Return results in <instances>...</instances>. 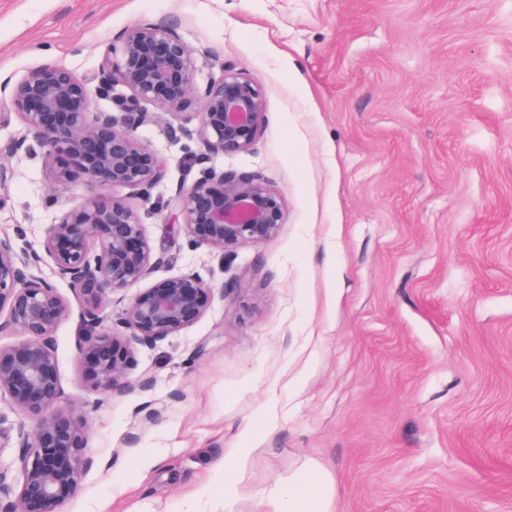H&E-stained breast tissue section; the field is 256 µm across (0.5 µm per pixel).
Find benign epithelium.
Here are the masks:
<instances>
[{
    "label": "benign epithelium",
    "mask_w": 512,
    "mask_h": 512,
    "mask_svg": "<svg viewBox=\"0 0 512 512\" xmlns=\"http://www.w3.org/2000/svg\"><path fill=\"white\" fill-rule=\"evenodd\" d=\"M208 56L209 50L190 47L174 28L145 21L112 41L93 77L46 60L17 79H0V101L22 123L9 153L41 159L51 196L76 182L90 191L49 225L39 252L19 253L10 237L0 236V314L6 313L0 330L19 336L0 345V394L35 418L31 431L20 433L22 480L16 484L0 469V512H62L87 469L85 425L61 405L53 341L72 308L41 275L44 263L83 302L85 334L76 337V348L94 392H132L129 365L136 347L175 335L206 311L211 288L193 269L111 311L114 293L143 282L167 257L147 240L136 208L98 190L128 189L147 202L164 179L162 159L138 134L149 118L146 103L155 106L159 121L200 104L195 119L179 126L201 147L192 166L253 147L267 123L264 97L231 69L198 83V58ZM98 100L111 101L120 115L98 110ZM166 208L180 230L223 266L241 248L274 239L283 224L282 198L262 178L212 167L180 184Z\"/></svg>",
    "instance_id": "obj_1"
}]
</instances>
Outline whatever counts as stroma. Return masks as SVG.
I'll return each mask as SVG.
<instances>
[{
    "mask_svg": "<svg viewBox=\"0 0 512 512\" xmlns=\"http://www.w3.org/2000/svg\"><path fill=\"white\" fill-rule=\"evenodd\" d=\"M157 20L211 50L197 82L225 66L259 87L263 133L210 164L263 178L283 224L223 270L164 206L197 144L174 116L140 127L166 165L144 234L168 256L142 286L194 269L211 295L112 397L84 383L81 303L58 282L63 404L91 463L63 512H182L192 494L198 512H274L312 465L330 512H512V0H0V77L47 59L92 75ZM6 162L0 236L40 249L88 189L52 204L40 160ZM237 448L228 502L216 465Z\"/></svg>",
    "mask_w": 512,
    "mask_h": 512,
    "instance_id": "obj_1",
    "label": "stroma"
}]
</instances>
